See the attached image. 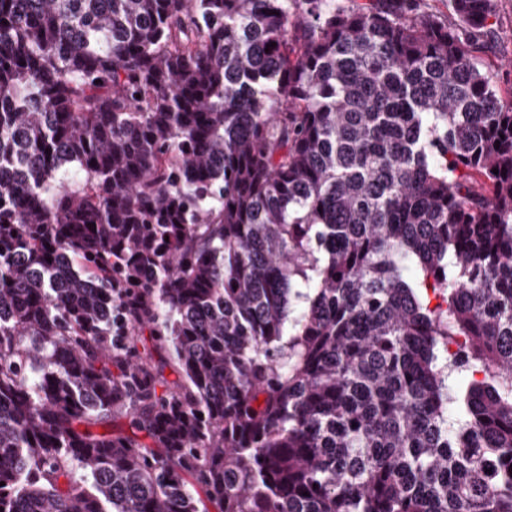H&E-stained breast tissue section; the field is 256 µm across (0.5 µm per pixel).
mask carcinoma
Wrapping results in <instances>:
<instances>
[{"mask_svg":"<svg viewBox=\"0 0 512 512\" xmlns=\"http://www.w3.org/2000/svg\"><path fill=\"white\" fill-rule=\"evenodd\" d=\"M416 2L0 0V512H512L494 0Z\"/></svg>","mask_w":512,"mask_h":512,"instance_id":"cac0c4a2","label":"carcinoma"}]
</instances>
